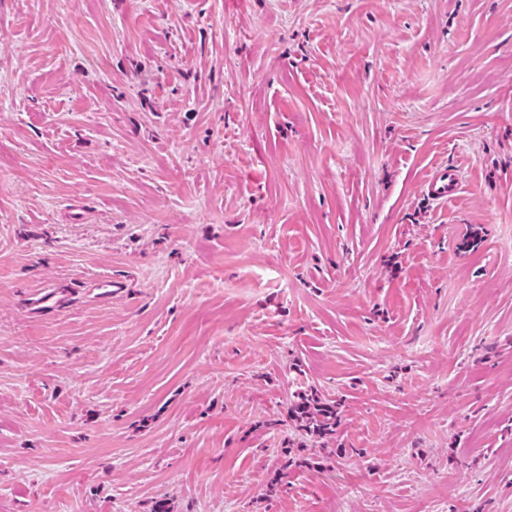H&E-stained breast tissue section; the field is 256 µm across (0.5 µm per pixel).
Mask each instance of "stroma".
Masks as SVG:
<instances>
[{
  "mask_svg": "<svg viewBox=\"0 0 512 512\" xmlns=\"http://www.w3.org/2000/svg\"><path fill=\"white\" fill-rule=\"evenodd\" d=\"M0 512H512V0H0ZM461 185L462 177L458 169L438 165L423 180L421 188L430 199L447 203L457 195ZM304 400L307 403L308 410L304 412L305 415L301 419V429L312 436L323 435L332 431L333 426L336 425L333 412L318 406V401L313 398L312 394L310 399L309 396H305ZM311 404L313 409H310Z\"/></svg>",
  "mask_w": 512,
  "mask_h": 512,
  "instance_id": "35a3bbf8",
  "label": "stroma"
}]
</instances>
